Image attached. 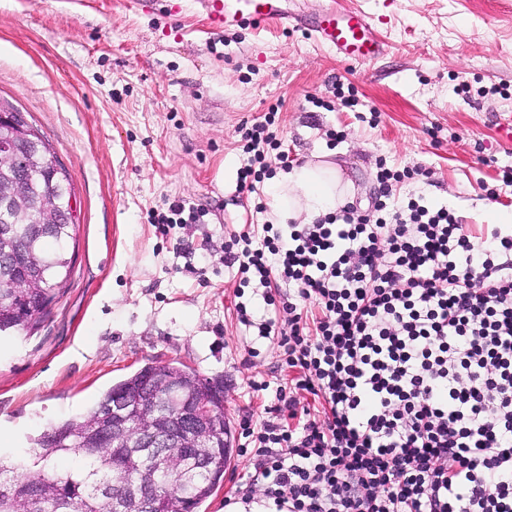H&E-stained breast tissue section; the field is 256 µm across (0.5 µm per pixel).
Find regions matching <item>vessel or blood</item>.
<instances>
[{
    "label": "vessel or blood",
    "mask_w": 512,
    "mask_h": 512,
    "mask_svg": "<svg viewBox=\"0 0 512 512\" xmlns=\"http://www.w3.org/2000/svg\"><path fill=\"white\" fill-rule=\"evenodd\" d=\"M287 0H202L211 24L227 29L242 25L274 24L287 29L306 30L337 57L358 63H372L386 50L385 41L374 32L363 12L341 6L330 7L315 16L288 11Z\"/></svg>",
    "instance_id": "1"
}]
</instances>
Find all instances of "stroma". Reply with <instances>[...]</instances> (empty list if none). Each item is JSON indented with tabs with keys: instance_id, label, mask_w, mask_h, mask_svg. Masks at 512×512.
I'll return each instance as SVG.
<instances>
[{
	"instance_id": "obj_1",
	"label": "stroma",
	"mask_w": 512,
	"mask_h": 512,
	"mask_svg": "<svg viewBox=\"0 0 512 512\" xmlns=\"http://www.w3.org/2000/svg\"><path fill=\"white\" fill-rule=\"evenodd\" d=\"M387 47L343 60L301 29H209L200 0H0V98L64 165L77 200L73 271L40 324L0 338V453L89 410L145 364L180 362L221 380L231 456L199 512H224L251 471L242 419L266 420L281 371L275 339L239 324L235 304L273 317L224 244L261 230L273 182L238 197L239 129L275 112L291 162L335 151L367 208L380 167L409 170L396 199L423 197L488 229L489 201L512 208V0H344ZM469 92H460V83ZM354 95L355 110L338 107ZM343 137L330 143L326 132ZM203 215L161 233L174 197ZM267 382L256 392L251 382Z\"/></svg>"
}]
</instances>
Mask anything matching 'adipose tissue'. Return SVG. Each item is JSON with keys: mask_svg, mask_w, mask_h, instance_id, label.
<instances>
[{"mask_svg": "<svg viewBox=\"0 0 512 512\" xmlns=\"http://www.w3.org/2000/svg\"><path fill=\"white\" fill-rule=\"evenodd\" d=\"M352 192L338 163L316 154L303 164L279 173L269 202L268 219L283 224L297 215L307 221L336 212Z\"/></svg>", "mask_w": 512, "mask_h": 512, "instance_id": "ef3b65f1", "label": "adipose tissue"}]
</instances>
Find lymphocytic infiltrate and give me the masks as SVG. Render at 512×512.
<instances>
[{"label": "lymphocytic infiltrate", "mask_w": 512, "mask_h": 512, "mask_svg": "<svg viewBox=\"0 0 512 512\" xmlns=\"http://www.w3.org/2000/svg\"><path fill=\"white\" fill-rule=\"evenodd\" d=\"M243 128L251 194L288 155ZM224 263L281 315L291 374L269 419H243L252 472L226 505L268 512H512V233L476 236L447 207L354 205L312 224H266Z\"/></svg>", "instance_id": "lymphocytic-infiltrate-1"}]
</instances>
